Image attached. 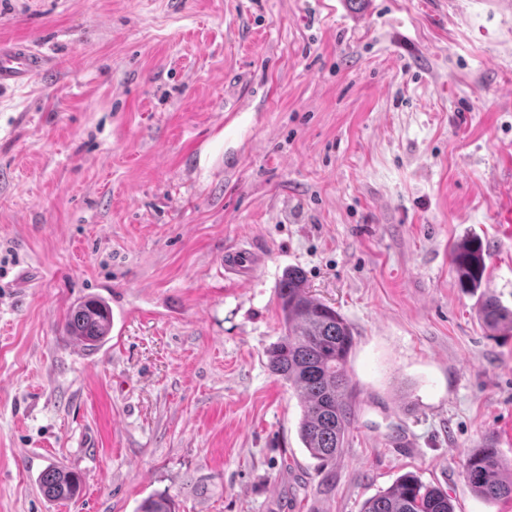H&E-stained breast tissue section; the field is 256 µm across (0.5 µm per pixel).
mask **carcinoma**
Masks as SVG:
<instances>
[{
	"label": "carcinoma",
	"mask_w": 512,
	"mask_h": 512,
	"mask_svg": "<svg viewBox=\"0 0 512 512\" xmlns=\"http://www.w3.org/2000/svg\"><path fill=\"white\" fill-rule=\"evenodd\" d=\"M486 252L483 241L473 236L453 246L451 261L464 291L482 286ZM277 299L283 335L266 349L267 366L298 392L303 407L298 433L305 450L312 458L328 462L343 448L355 418L356 393L348 370L354 334L339 312L309 294L297 268L283 275ZM479 315L493 332L512 330V308L496 297L481 301ZM111 329V310L95 297L73 307L66 319L67 335L90 353L107 341ZM463 476L488 501L512 498V467L489 445L466 457ZM38 486L50 501L71 500L82 491L80 478L59 466L44 470ZM138 512H175V503L167 495L151 496ZM362 512H455V508L446 493L408 472L391 488L366 500Z\"/></svg>",
	"instance_id": "carcinoma-1"
}]
</instances>
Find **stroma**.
<instances>
[{"label": "stroma", "instance_id": "1", "mask_svg": "<svg viewBox=\"0 0 512 512\" xmlns=\"http://www.w3.org/2000/svg\"><path fill=\"white\" fill-rule=\"evenodd\" d=\"M2 39L49 70L0 89V512H361L407 472L512 512L463 478L488 442L512 462V334L477 315L512 307V0H0ZM291 267L354 334L325 465L265 356ZM89 296L92 355L65 331ZM52 464L78 498L39 492ZM487 252L483 241L477 237H465L457 242L451 251L459 287L465 292L481 288L486 270ZM263 262L264 255L254 249L235 248L224 252V270L233 272L242 283L250 281ZM65 326L67 335L75 337L92 353L107 341L112 329V313L104 301L91 297L70 310ZM479 315L490 331L512 330V308L504 306L496 297L489 296L481 301Z\"/></svg>", "mask_w": 512, "mask_h": 512}]
</instances>
